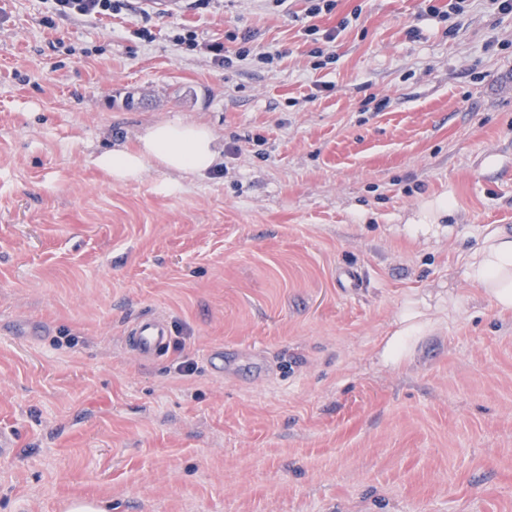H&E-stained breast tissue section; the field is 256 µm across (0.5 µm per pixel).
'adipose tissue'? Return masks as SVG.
Returning <instances> with one entry per match:
<instances>
[{
    "mask_svg": "<svg viewBox=\"0 0 512 512\" xmlns=\"http://www.w3.org/2000/svg\"><path fill=\"white\" fill-rule=\"evenodd\" d=\"M222 150V144L206 125L164 122L148 126L136 148L104 152L96 164L117 182L141 179L152 164L173 172L200 175L214 168ZM465 277L501 311H511L512 234L496 228L488 230L468 256ZM457 311L458 302L453 298L438 303L431 313L421 311L415 301H407L394 330L384 341L382 360L394 368L401 366L413 356L422 340L434 334Z\"/></svg>",
    "mask_w": 512,
    "mask_h": 512,
    "instance_id": "1",
    "label": "adipose tissue"
}]
</instances>
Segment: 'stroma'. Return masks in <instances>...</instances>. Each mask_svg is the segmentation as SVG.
<instances>
[{"mask_svg":"<svg viewBox=\"0 0 512 512\" xmlns=\"http://www.w3.org/2000/svg\"><path fill=\"white\" fill-rule=\"evenodd\" d=\"M182 0L46 27L0 0V512H512V311L464 278L512 233V16L469 0ZM335 31L327 64L309 23ZM237 24L273 67L213 60ZM197 45L173 42L177 27ZM208 124L206 176L95 165L157 122ZM452 203L438 234L406 233ZM355 269L360 287L339 273ZM458 313L394 368L411 297ZM173 343L137 359L128 326ZM227 351L223 375L213 350ZM193 364L179 372V363ZM450 207L451 205L448 203L447 199H438L428 203L422 210L419 223L408 224V234L415 238L419 235L425 236L432 232L435 233V229L440 225V223H438L439 219L445 214L448 215V208ZM128 348L141 360L162 357L169 349L172 333L168 321L157 314L136 319L127 332Z\"/></svg>","mask_w":512,"mask_h":512,"instance_id":"obj_1","label":"stroma"}]
</instances>
